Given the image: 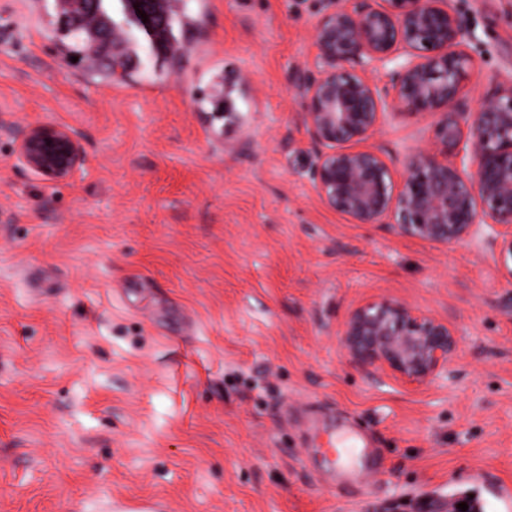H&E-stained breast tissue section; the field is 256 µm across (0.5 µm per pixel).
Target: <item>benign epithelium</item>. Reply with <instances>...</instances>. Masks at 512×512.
<instances>
[{
    "label": "benign epithelium",
    "instance_id": "obj_1",
    "mask_svg": "<svg viewBox=\"0 0 512 512\" xmlns=\"http://www.w3.org/2000/svg\"><path fill=\"white\" fill-rule=\"evenodd\" d=\"M471 39L452 0H352L326 10L314 35L319 76L301 83L316 146L310 177L321 201L354 224H389L444 246L484 237L506 261L512 238L499 228H512V83L465 111ZM401 57L390 87L366 77ZM395 109L434 119L431 150L414 155L398 183L380 151L358 148ZM0 133L23 168L47 179H67L81 162L69 126L1 118ZM340 343L355 366L419 384L448 374L458 338L448 322L382 300L351 312ZM463 502L424 497L392 512H461Z\"/></svg>",
    "mask_w": 512,
    "mask_h": 512
}]
</instances>
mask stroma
Segmentation results:
<instances>
[{"label":"stroma","mask_w":512,"mask_h":512,"mask_svg":"<svg viewBox=\"0 0 512 512\" xmlns=\"http://www.w3.org/2000/svg\"><path fill=\"white\" fill-rule=\"evenodd\" d=\"M344 0H191L175 66L101 81L58 49L55 0H0V117L74 128L64 182L0 136V512H386L467 491L512 512V275L480 244L354 224L318 197L299 77ZM465 109L512 80V0H456ZM432 119L368 139L400 175ZM448 321L445 380L351 364L350 313ZM371 436L377 476L327 478L313 436Z\"/></svg>","instance_id":"obj_1"}]
</instances>
